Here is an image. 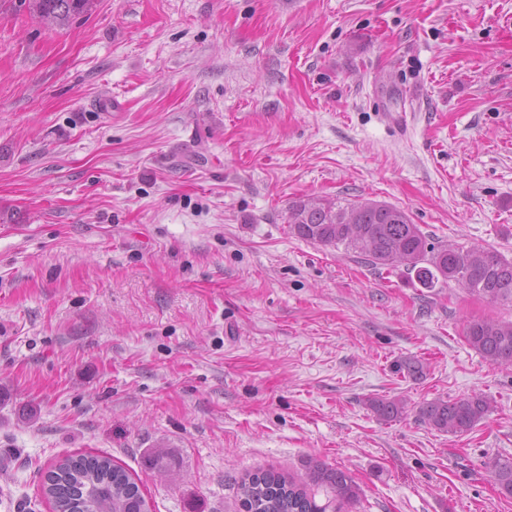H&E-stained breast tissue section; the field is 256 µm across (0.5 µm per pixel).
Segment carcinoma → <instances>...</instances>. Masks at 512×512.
Wrapping results in <instances>:
<instances>
[{
	"instance_id": "carcinoma-1",
	"label": "carcinoma",
	"mask_w": 512,
	"mask_h": 512,
	"mask_svg": "<svg viewBox=\"0 0 512 512\" xmlns=\"http://www.w3.org/2000/svg\"><path fill=\"white\" fill-rule=\"evenodd\" d=\"M23 5L38 23L56 30L89 13L94 0H23ZM287 224L292 235L324 246L342 245L375 268L402 264L426 288L454 282L479 298L512 306V259L483 246L430 243L419 225L393 205L299 199L288 207ZM464 335L482 358L512 366V320L471 318ZM397 369L414 381L424 376V366L416 360L403 361ZM367 405L384 422L406 414L400 398L372 399ZM492 412L489 399L471 394L434 398L417 409V416L440 432L457 435L472 430ZM487 467L499 493L512 497V458L494 457ZM312 486L330 490L332 497L317 504L315 494L308 491ZM42 493L53 512H152L134 478L104 454L60 458L46 473ZM236 494L244 512H341V506L359 500L360 487L348 470L311 458L305 462L302 482L274 470H257L239 479Z\"/></svg>"
}]
</instances>
